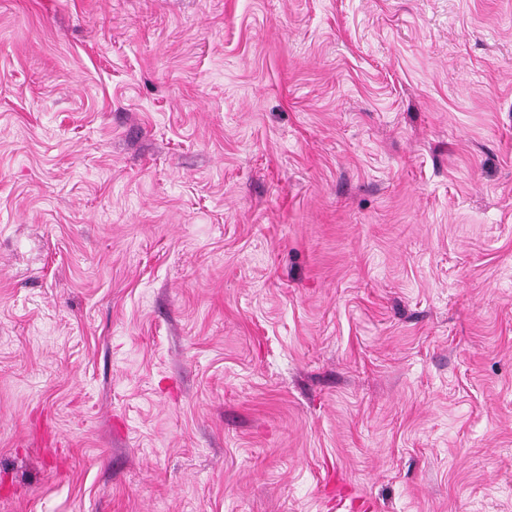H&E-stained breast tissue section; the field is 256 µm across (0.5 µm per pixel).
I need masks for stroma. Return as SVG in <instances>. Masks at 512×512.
<instances>
[{"instance_id": "obj_1", "label": "stroma", "mask_w": 512, "mask_h": 512, "mask_svg": "<svg viewBox=\"0 0 512 512\" xmlns=\"http://www.w3.org/2000/svg\"><path fill=\"white\" fill-rule=\"evenodd\" d=\"M0 512H512V0H0Z\"/></svg>"}]
</instances>
